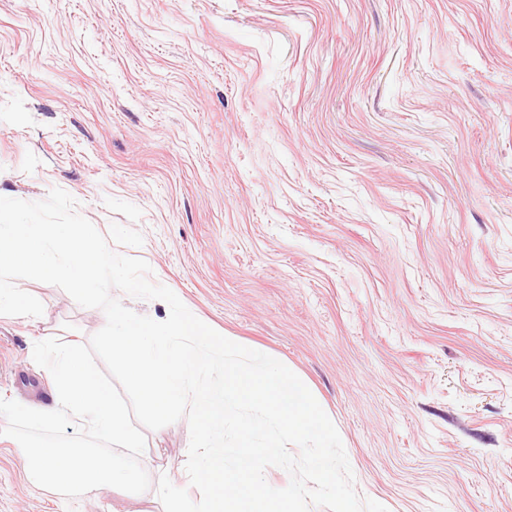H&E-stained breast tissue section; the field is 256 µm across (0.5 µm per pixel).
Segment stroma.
I'll list each match as a JSON object with an SVG mask.
<instances>
[{"label":"stroma","mask_w":512,"mask_h":512,"mask_svg":"<svg viewBox=\"0 0 512 512\" xmlns=\"http://www.w3.org/2000/svg\"><path fill=\"white\" fill-rule=\"evenodd\" d=\"M61 188L139 231L153 282L292 370L388 512H512V0H0V189ZM0 397L55 403L36 342L102 310L22 280ZM153 486L64 500L0 435V512H164Z\"/></svg>","instance_id":"obj_1"}]
</instances>
